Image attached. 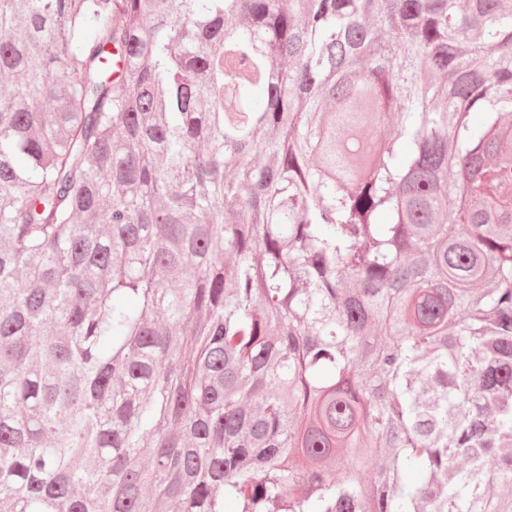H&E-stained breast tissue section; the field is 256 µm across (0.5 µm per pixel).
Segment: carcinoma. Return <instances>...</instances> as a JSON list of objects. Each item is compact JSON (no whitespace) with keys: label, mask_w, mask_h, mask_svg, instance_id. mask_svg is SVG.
<instances>
[{"label":"carcinoma","mask_w":512,"mask_h":512,"mask_svg":"<svg viewBox=\"0 0 512 512\" xmlns=\"http://www.w3.org/2000/svg\"><path fill=\"white\" fill-rule=\"evenodd\" d=\"M1 33L0 512H512V0Z\"/></svg>","instance_id":"obj_1"}]
</instances>
